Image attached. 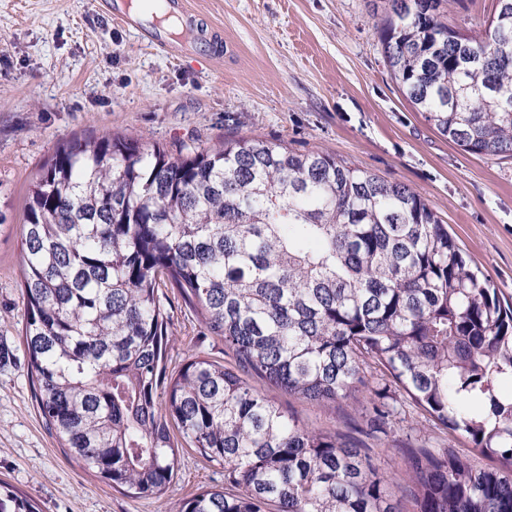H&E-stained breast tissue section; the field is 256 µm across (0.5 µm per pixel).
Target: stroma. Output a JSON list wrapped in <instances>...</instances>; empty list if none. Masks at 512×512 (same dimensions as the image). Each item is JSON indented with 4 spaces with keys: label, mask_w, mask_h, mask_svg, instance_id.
<instances>
[{
    "label": "stroma",
    "mask_w": 512,
    "mask_h": 512,
    "mask_svg": "<svg viewBox=\"0 0 512 512\" xmlns=\"http://www.w3.org/2000/svg\"><path fill=\"white\" fill-rule=\"evenodd\" d=\"M213 35L172 53L107 17L102 0H0V481L41 512H181L224 468L178 452L163 495L138 498L69 457L34 398L21 337V220L56 149L102 135L175 151L259 136L324 150L412 187L506 300H512V158L475 156L440 136L404 99L384 63L377 24L387 0H186ZM173 339L167 367L191 353L224 358L197 308L162 298ZM306 427L367 449L400 512L407 456L437 430L410 407L373 431L371 395L309 403L273 392Z\"/></svg>",
    "instance_id": "obj_1"
}]
</instances>
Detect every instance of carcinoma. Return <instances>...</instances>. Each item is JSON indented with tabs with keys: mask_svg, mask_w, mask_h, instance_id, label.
<instances>
[{
	"mask_svg": "<svg viewBox=\"0 0 512 512\" xmlns=\"http://www.w3.org/2000/svg\"><path fill=\"white\" fill-rule=\"evenodd\" d=\"M451 0H389L384 62L448 142L512 158V0L469 35ZM22 338L39 413L109 485L159 497L174 433L224 465L181 512H398L371 459L310 430L236 370L307 401L404 391L505 470L424 452L417 512H512V305L411 187L261 138L172 153L138 138L60 146L22 219ZM170 283L236 366L189 356L166 377ZM0 512H40L0 483Z\"/></svg>",
	"mask_w": 512,
	"mask_h": 512,
	"instance_id": "1",
	"label": "carcinoma"
}]
</instances>
